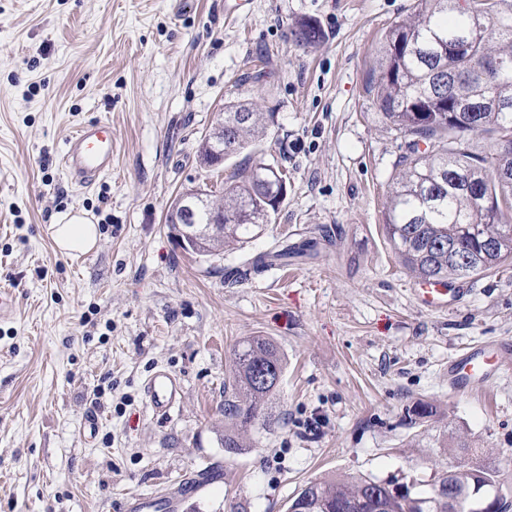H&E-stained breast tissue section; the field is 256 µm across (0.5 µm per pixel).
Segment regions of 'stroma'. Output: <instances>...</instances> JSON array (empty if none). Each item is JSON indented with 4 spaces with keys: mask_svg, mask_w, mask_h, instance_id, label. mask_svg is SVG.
<instances>
[{
    "mask_svg": "<svg viewBox=\"0 0 512 512\" xmlns=\"http://www.w3.org/2000/svg\"><path fill=\"white\" fill-rule=\"evenodd\" d=\"M415 0H0V512H288L309 481L431 480L461 446L512 482V370L448 388L479 347L512 361V264L437 309L384 228L407 139L365 86L385 32ZM303 17L323 36L297 46ZM274 115L252 160L287 168L271 223L223 256L188 254L166 222L184 190L220 188L198 143L228 102ZM112 123V172L88 188L60 165L82 122ZM85 212L77 258L52 222ZM306 256L244 279L229 270L278 238ZM286 366L256 448L221 443L224 373L243 338ZM182 381L166 418L146 376ZM435 415L412 423L418 403ZM97 426H89L88 414ZM52 237L56 247L69 256L91 251L97 244V224L81 216L68 217L65 224H51Z\"/></svg>",
    "mask_w": 512,
    "mask_h": 512,
    "instance_id": "1",
    "label": "stroma"
}]
</instances>
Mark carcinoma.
Wrapping results in <instances>:
<instances>
[{
	"instance_id": "1",
	"label": "carcinoma",
	"mask_w": 512,
	"mask_h": 512,
	"mask_svg": "<svg viewBox=\"0 0 512 512\" xmlns=\"http://www.w3.org/2000/svg\"><path fill=\"white\" fill-rule=\"evenodd\" d=\"M416 0L414 13L384 35L378 64L367 87L382 118L409 137L407 152L385 212L390 242L405 268L428 285H451L512 261V152L495 146L484 154L471 150L468 135L490 133L512 140V5L506 0ZM301 45L316 43V20L294 26ZM475 58L487 68L470 67ZM474 105L464 124L456 123L452 105ZM246 114L243 119L232 115ZM269 130V117L251 103L224 107V158L253 150ZM287 194L286 174L266 179L250 160L235 165L225 180L224 197L203 190L205 204L188 221L207 225L224 215V234H216L186 252L219 256L229 241L253 238L257 222H271L277 198ZM488 239L493 248L481 241ZM305 246L284 245L255 258L266 264L301 256ZM284 358L277 343L252 336L235 348L224 375V450L240 455L250 449L248 432L271 424L266 412L283 376ZM452 468L434 473L426 484L410 480L406 493L367 476L322 478L308 482L292 499L288 512H448V502L433 496L434 486L450 483L467 491L457 512L492 487L504 486L499 469L454 448Z\"/></svg>"
}]
</instances>
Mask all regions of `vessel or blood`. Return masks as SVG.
I'll use <instances>...</instances> for the list:
<instances>
[{
	"mask_svg": "<svg viewBox=\"0 0 512 512\" xmlns=\"http://www.w3.org/2000/svg\"><path fill=\"white\" fill-rule=\"evenodd\" d=\"M68 180L81 186H92L112 171V124L95 119L79 125L69 135L61 155ZM494 358L481 352H468L448 366V384L453 391H465L472 377L488 373ZM144 395L154 415L167 416L176 407L181 392L178 378L163 368L154 369L144 381Z\"/></svg>",
	"mask_w": 512,
	"mask_h": 512,
	"instance_id": "obj_1",
	"label": "vessel or blood"
}]
</instances>
